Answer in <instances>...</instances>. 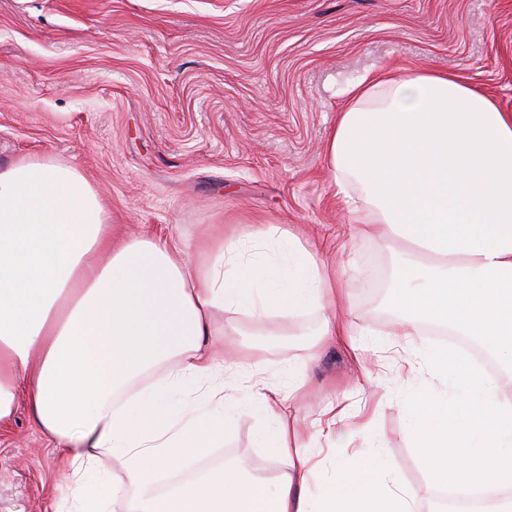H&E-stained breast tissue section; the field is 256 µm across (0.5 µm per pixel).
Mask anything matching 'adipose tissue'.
I'll return each mask as SVG.
<instances>
[{
  "label": "adipose tissue",
  "instance_id": "ef3b65f1",
  "mask_svg": "<svg viewBox=\"0 0 512 512\" xmlns=\"http://www.w3.org/2000/svg\"><path fill=\"white\" fill-rule=\"evenodd\" d=\"M327 141L330 186L358 236L398 245L388 286L396 341L417 350L444 322L512 363V115L463 77L418 70L352 81ZM331 274L289 230L243 236L201 225L194 239L114 238L111 218L76 168L46 157L0 169V422L26 397L61 448L69 512H94L86 489L101 457L122 465L125 512H419L396 479L347 465L316 486L322 440L349 447L370 416L323 404L312 425L281 408L305 360L284 351L287 384L229 363L216 339L239 317L266 325L319 317L348 336ZM229 314L216 326V313ZM471 417L437 414L416 395L421 459L437 484L512 490V390L478 371L452 379ZM266 423L273 474L236 460L161 493L156 476L202 452L242 418Z\"/></svg>",
  "mask_w": 512,
  "mask_h": 512
}]
</instances>
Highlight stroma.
<instances>
[{
	"instance_id": "stroma-1",
	"label": "stroma",
	"mask_w": 512,
	"mask_h": 512,
	"mask_svg": "<svg viewBox=\"0 0 512 512\" xmlns=\"http://www.w3.org/2000/svg\"><path fill=\"white\" fill-rule=\"evenodd\" d=\"M426 68L459 73L512 114V0H0V167L48 156L79 169L120 235L189 240L203 224H278L327 264L351 259L341 285L376 364L363 376L348 342H320L285 410L308 422L333 395L370 409L364 457L323 451L319 481L357 457L396 470L422 512L437 486L415 448L413 398L446 387L427 371L403 380L402 351L383 349L394 315L376 291L394 256L347 233L325 143L347 82ZM232 341L281 378L288 337L243 320ZM262 427L240 423L191 458L195 472L237 459L272 469ZM62 472L18 400L0 427V512H61Z\"/></svg>"
}]
</instances>
